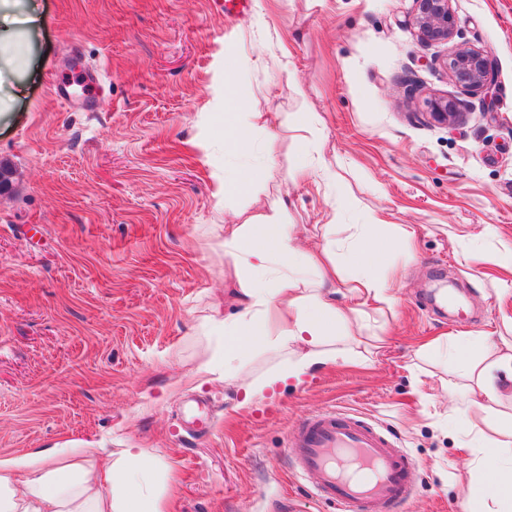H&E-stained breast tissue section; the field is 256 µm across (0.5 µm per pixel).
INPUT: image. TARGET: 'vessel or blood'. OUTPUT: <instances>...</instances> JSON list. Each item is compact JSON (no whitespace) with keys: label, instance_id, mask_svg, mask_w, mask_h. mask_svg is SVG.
Returning <instances> with one entry per match:
<instances>
[{"label":"vessel or blood","instance_id":"vessel-or-blood-1","mask_svg":"<svg viewBox=\"0 0 512 512\" xmlns=\"http://www.w3.org/2000/svg\"><path fill=\"white\" fill-rule=\"evenodd\" d=\"M298 472L338 512H403L414 461L379 425L333 410L306 417L287 440Z\"/></svg>","mask_w":512,"mask_h":512}]
</instances>
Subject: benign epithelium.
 I'll return each mask as SVG.
<instances>
[{
	"instance_id": "benign-epithelium-1",
	"label": "benign epithelium",
	"mask_w": 512,
	"mask_h": 512,
	"mask_svg": "<svg viewBox=\"0 0 512 512\" xmlns=\"http://www.w3.org/2000/svg\"><path fill=\"white\" fill-rule=\"evenodd\" d=\"M415 8L410 25L419 41L425 45L446 44L457 34L451 0H413ZM452 80L462 91L486 101L497 75L490 53L479 47L460 44L443 61ZM425 115L438 125H452L460 116V102L443 96L424 100Z\"/></svg>"
}]
</instances>
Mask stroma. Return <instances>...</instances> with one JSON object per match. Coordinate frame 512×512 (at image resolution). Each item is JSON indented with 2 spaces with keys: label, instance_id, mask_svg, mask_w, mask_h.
I'll return each instance as SVG.
<instances>
[{
  "label": "stroma",
  "instance_id": "obj_1",
  "mask_svg": "<svg viewBox=\"0 0 512 512\" xmlns=\"http://www.w3.org/2000/svg\"><path fill=\"white\" fill-rule=\"evenodd\" d=\"M34 2L39 29L0 45L26 72L0 116L13 171L0 193V456L135 443L173 463L170 512H279L286 499L329 512L286 439L334 407L388 427L415 460L405 512H469L453 477L473 456L448 431L464 390L441 357L416 352L448 336L512 342V0H451L462 39L492 55L490 112L451 80L447 46L418 41L412 0H263V38L253 12L225 13L224 0ZM85 70L99 75L89 97L63 103L53 84ZM228 76L274 115L255 141L275 146L303 248L373 216L396 235L381 261L395 310L349 324L332 343L348 359L248 405L243 383L277 364L261 351L232 380L174 384L212 352L202 317L233 310L218 226L244 201L218 205L211 173L236 159L191 146ZM428 95L460 99L462 118L429 122ZM301 112L322 129L311 155L342 164V185L294 177ZM191 398L212 411L196 439L180 423Z\"/></svg>",
  "mask_w": 512,
  "mask_h": 512
}]
</instances>
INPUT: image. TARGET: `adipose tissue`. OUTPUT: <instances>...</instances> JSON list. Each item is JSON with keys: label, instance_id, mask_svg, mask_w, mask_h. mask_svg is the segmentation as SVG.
Instances as JSON below:
<instances>
[{"label": "adipose tissue", "instance_id": "ef3b65f1", "mask_svg": "<svg viewBox=\"0 0 512 512\" xmlns=\"http://www.w3.org/2000/svg\"><path fill=\"white\" fill-rule=\"evenodd\" d=\"M220 97L223 113L201 116L194 145L209 154L210 131L220 119L225 153L242 160L236 169L216 173L213 182L217 202L232 195L248 200L235 210V223L223 227L224 252L232 259L230 294L239 308L204 317L201 332L215 337L216 347L184 382L199 387L218 377L230 380L251 353H275L281 358L277 368L243 388L245 401L254 402L276 385L302 383L313 370L342 358L330 343L363 312L337 306V281L364 304L394 309V284L375 271L390 241L376 221L356 225L352 241H330L317 252L297 247L295 227L286 221L287 196L263 202L271 164L245 160L270 116L249 108L245 91L232 81H225ZM493 343L489 336H450L436 346L449 376L475 382L479 407L488 415L484 427H476L465 405L448 421L475 457L462 485L471 512H493L494 506L512 502V413L500 409L503 401H512V346L498 352ZM0 512H167L166 487L150 449L134 444L114 453L82 441L0 457Z\"/></svg>", "mask_w": 512, "mask_h": 512}]
</instances>
